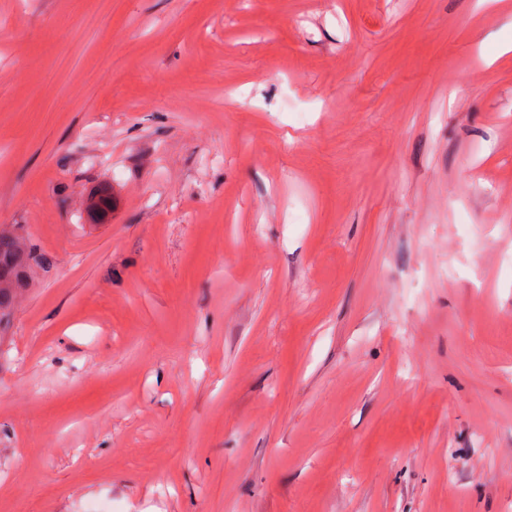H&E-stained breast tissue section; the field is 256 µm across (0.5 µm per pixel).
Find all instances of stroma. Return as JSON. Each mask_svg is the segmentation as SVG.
Wrapping results in <instances>:
<instances>
[{
    "label": "stroma",
    "mask_w": 512,
    "mask_h": 512,
    "mask_svg": "<svg viewBox=\"0 0 512 512\" xmlns=\"http://www.w3.org/2000/svg\"><path fill=\"white\" fill-rule=\"evenodd\" d=\"M508 42L512 0H0L46 261L0 512H512Z\"/></svg>",
    "instance_id": "1"
}]
</instances>
